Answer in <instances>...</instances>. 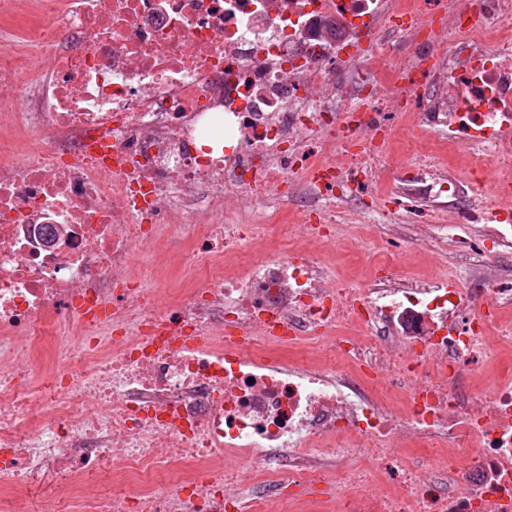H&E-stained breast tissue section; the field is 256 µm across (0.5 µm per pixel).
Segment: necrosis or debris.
I'll return each mask as SVG.
<instances>
[{
    "label": "necrosis or debris",
    "instance_id": "obj_1",
    "mask_svg": "<svg viewBox=\"0 0 512 512\" xmlns=\"http://www.w3.org/2000/svg\"><path fill=\"white\" fill-rule=\"evenodd\" d=\"M511 255L512 0H0V512H512ZM340 228L344 241L332 255L333 267L337 274L359 281L367 273V261L373 258V262H377L386 256L385 244L377 232L360 234L357 229H351L347 224H341ZM352 234L356 239H351ZM406 246L410 247L406 253L410 254V256L403 269L409 275L426 276L445 267H452L458 271H463L458 265V257L455 251L448 249L446 253L434 255V257L430 259L425 254L418 251V247H413L410 243H406Z\"/></svg>",
    "mask_w": 512,
    "mask_h": 512
}]
</instances>
